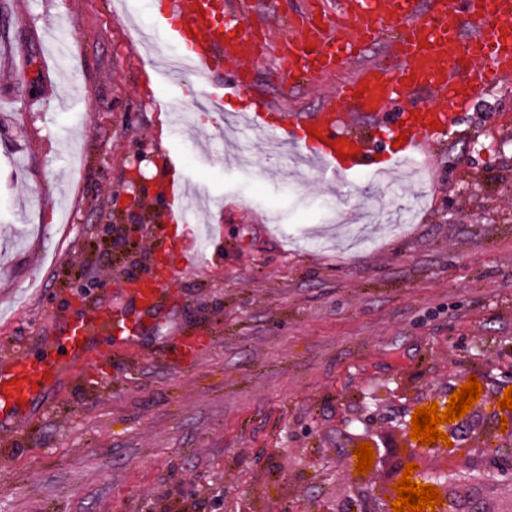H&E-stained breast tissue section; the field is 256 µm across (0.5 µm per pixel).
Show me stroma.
Masks as SVG:
<instances>
[{"label": "stroma", "mask_w": 512, "mask_h": 512, "mask_svg": "<svg viewBox=\"0 0 512 512\" xmlns=\"http://www.w3.org/2000/svg\"><path fill=\"white\" fill-rule=\"evenodd\" d=\"M153 3L0 0V363L91 307L141 326L0 425V512H316L344 492L367 393L382 397L374 439L399 447L384 415L473 375L486 406L512 386V79L475 90L422 159L425 194L295 174L257 130L243 171L194 86L156 72L175 44ZM224 11L262 46L240 98L266 97L286 126L386 48L290 82L273 69L277 19L245 0ZM170 154L223 230L212 265L151 244ZM134 255L182 269L148 313ZM181 333L199 342L175 365Z\"/></svg>", "instance_id": "stroma-1"}]
</instances>
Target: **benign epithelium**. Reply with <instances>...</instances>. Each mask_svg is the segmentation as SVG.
I'll list each match as a JSON object with an SVG mask.
<instances>
[{
	"label": "benign epithelium",
	"mask_w": 512,
	"mask_h": 512,
	"mask_svg": "<svg viewBox=\"0 0 512 512\" xmlns=\"http://www.w3.org/2000/svg\"><path fill=\"white\" fill-rule=\"evenodd\" d=\"M507 420V430L500 432V417ZM405 433L406 448L392 454L388 448H374L373 467L393 472L392 484L373 481L350 470L347 494L336 500L322 502L323 512H393L390 505L397 498L391 485L403 476L404 466L418 464L412 480L438 488L443 506L425 512H493L499 505L512 510V410L483 409L477 417L465 416L444 424L443 433L449 436L453 447L437 441L431 445L412 443L409 421L398 422ZM434 458L443 461L440 466L427 467L423 461ZM479 487L485 496H463L460 485Z\"/></svg>",
	"instance_id": "1"
}]
</instances>
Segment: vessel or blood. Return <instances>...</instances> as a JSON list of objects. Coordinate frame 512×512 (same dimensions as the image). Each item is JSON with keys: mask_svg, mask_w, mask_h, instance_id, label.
<instances>
[{"mask_svg": "<svg viewBox=\"0 0 512 512\" xmlns=\"http://www.w3.org/2000/svg\"><path fill=\"white\" fill-rule=\"evenodd\" d=\"M165 16L176 22V38L189 50L198 92L208 91L225 62H236V70L224 82L223 95L211 97L215 107H222L224 94L245 84L242 64L257 55L253 37L241 32L237 22L225 20L224 0H167ZM381 37L388 40V61L339 83L332 106L299 123L301 130L316 128L321 133L312 150L302 154L319 174L344 179L369 173L385 178L407 168L429 144L457 127L475 88L496 85L512 74V0H327L322 12L301 19L298 37L289 40L279 55L278 71L288 77L329 75L362 42ZM309 45L316 57L312 64L306 60ZM464 59L472 61L473 67L461 75L457 67ZM411 94L442 96L445 106L398 113L396 123L383 126L377 134L349 129L350 115L378 122ZM390 140L398 141V148L388 151L384 161L373 160L369 142ZM337 141L355 144L356 156L339 160L332 148ZM162 195L169 212L188 213L187 183H164ZM155 241L183 252L192 249L191 239L174 240L163 225L156 226ZM195 252L200 258L212 256L206 246ZM176 274L173 267L156 269L134 291L140 306L157 307L165 284ZM138 333V324L120 310L89 309L66 320L54 338L65 361L19 354L0 366V423L15 420L27 410L63 370L93 360L96 337L113 335L130 343Z\"/></svg>", "mask_w": 512, "mask_h": 512, "instance_id": "vessel-or-blood-1", "label": "vessel or blood"}]
</instances>
